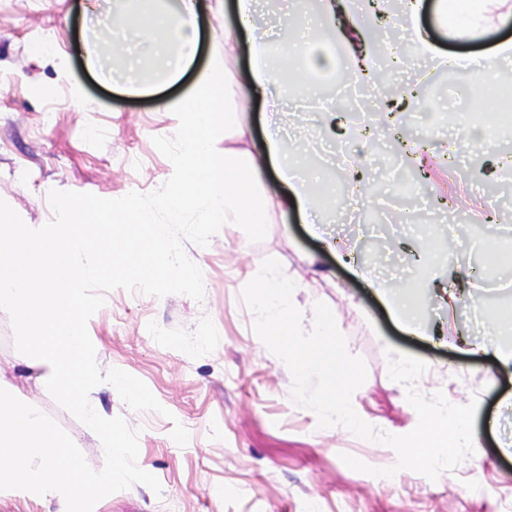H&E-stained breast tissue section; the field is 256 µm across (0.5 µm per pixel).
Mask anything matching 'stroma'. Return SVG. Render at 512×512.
Masks as SVG:
<instances>
[{"label": "stroma", "mask_w": 512, "mask_h": 512, "mask_svg": "<svg viewBox=\"0 0 512 512\" xmlns=\"http://www.w3.org/2000/svg\"><path fill=\"white\" fill-rule=\"evenodd\" d=\"M203 30L200 52L180 81L167 83L146 72L147 90L119 84L123 58L113 56L108 37L123 38L120 16L136 11L138 0H0V199L32 228L51 221L50 190L88 192L114 199L159 189L172 163L153 137H174L179 121L166 106L192 93L200 72L224 58V29L236 24L231 9L215 12L214 0H199ZM301 17L299 0H278L265 17L270 27L271 65L305 77L311 99L288 101L282 117L296 139L302 160L317 157V173L333 177L347 169L334 146L349 155L370 148L372 161L362 188L374 205L357 203L324 220L315 235L296 208L272 210L262 234L247 224H227L207 246L185 242L188 258L202 271V300L182 294L164 297L117 288L90 318L88 333L101 372L119 368L142 380L162 412L130 409L110 384L96 394L102 417H123L139 432L137 464L162 486L154 493L137 484L101 499L94 512H512V366L501 365L494 347L504 339L478 330L491 312L512 314V223L492 224L490 211L512 213V176L502 167L512 154V132L495 134L475 147L465 127L475 119L466 89L479 81L477 70H450L417 58L409 32L386 18L381 27L405 55L385 83H364L363 91L382 103L412 91L423 108L401 112L396 123L378 127L368 144L328 134L326 117L348 127L347 108L335 103L333 76L299 62H283L279 48L282 14ZM438 53L489 52L512 39V26L494 27L482 38L460 44L434 23L431 6L421 11ZM45 52H37V45ZM98 56L102 74L90 72L88 56ZM239 66L225 82L223 108L249 123L250 140L236 125L220 129L215 151L264 152L266 109L254 100L249 111L239 98L249 84L246 40L238 42ZM333 106H324V99ZM428 145L431 178L400 184L390 160L398 139ZM454 250L452 262L427 265L420 251ZM303 284L306 308L324 302L339 316L351 355L367 367L354 393L358 415L380 431L404 435L418 421L404 385L390 379L387 347L424 359L427 371L416 387L424 395L443 392L451 403L479 399L474 433L477 449L437 481L410 471L376 477L350 469L342 454L375 467L397 461L389 446L317 426L315 414L290 399L292 376L256 335L255 315L242 299L244 286L267 258ZM374 269L396 288L415 277L455 290L461 300L448 308L433 294L424 298V321L443 327L446 339L414 336L392 317L357 266ZM477 337L486 348L460 351L454 339ZM0 388L25 400L65 430L93 470L105 453L97 435L61 407L37 373L18 360L8 313L0 311ZM189 432L186 446L170 436L174 423Z\"/></svg>", "instance_id": "stroma-1"}]
</instances>
